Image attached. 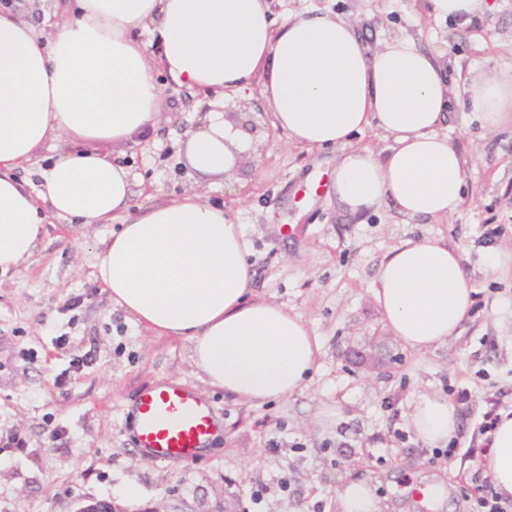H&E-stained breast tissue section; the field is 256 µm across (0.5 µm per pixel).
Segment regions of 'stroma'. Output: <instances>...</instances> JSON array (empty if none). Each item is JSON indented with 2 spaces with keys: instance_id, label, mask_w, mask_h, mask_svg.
<instances>
[{
  "instance_id": "stroma-1",
  "label": "stroma",
  "mask_w": 512,
  "mask_h": 512,
  "mask_svg": "<svg viewBox=\"0 0 512 512\" xmlns=\"http://www.w3.org/2000/svg\"><path fill=\"white\" fill-rule=\"evenodd\" d=\"M14 3L44 31L76 9L75 0ZM270 5L278 23L303 10L357 22L373 46L413 38L441 53L458 99L485 67L512 73V0H491L468 24L434 18L419 0ZM157 80L156 132L137 144L102 143V153L135 173L133 205L194 188L232 210L249 243L254 295L308 324L321 344L318 369L288 398L260 407L205 385L180 340L152 335L113 306L95 267L112 225L48 218L33 255L0 277V512H77L95 501L116 512H336L337 485L356 476L376 478L387 512H436L406 494L413 483L442 484L449 512H475L478 494L493 490L471 453L486 437L482 416L512 407V271L487 268L491 248L512 244V130L488 132L453 113L447 132L465 157L468 194L452 217L413 222L387 206L354 216L330 193V173L349 147L382 156L390 139L368 129L350 146L309 151L288 144L260 97L228 99L225 119L251 127L257 153L241 157L230 177L205 179L185 166L182 147L212 99L166 74ZM430 235L459 247L475 294L461 335L419 354L389 336L371 287L391 247ZM155 381L211 400L224 431L207 454L192 462L136 454L125 413ZM462 389L470 399L455 453L434 455L408 429V405L420 391ZM326 404L342 408L340 424L317 423ZM16 435L24 447H8ZM126 484L138 486L136 503L121 499ZM257 486L265 492L255 503L248 490Z\"/></svg>"
}]
</instances>
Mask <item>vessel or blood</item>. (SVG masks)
<instances>
[{
    "label": "vessel or blood",
    "mask_w": 512,
    "mask_h": 512,
    "mask_svg": "<svg viewBox=\"0 0 512 512\" xmlns=\"http://www.w3.org/2000/svg\"><path fill=\"white\" fill-rule=\"evenodd\" d=\"M133 446L155 460L192 461L210 446L218 419L210 401L180 384L143 387L131 406Z\"/></svg>",
    "instance_id": "b4317fda"
}]
</instances>
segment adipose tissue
Wrapping results in <instances>:
<instances>
[{
    "label": "adipose tissue",
    "mask_w": 512,
    "mask_h": 512,
    "mask_svg": "<svg viewBox=\"0 0 512 512\" xmlns=\"http://www.w3.org/2000/svg\"><path fill=\"white\" fill-rule=\"evenodd\" d=\"M159 70L223 99L258 93L293 145L321 149L380 130L392 139L387 154L350 151L333 170V193L353 215L388 205L419 220L452 216L466 196L465 160L439 132L454 110L446 67L412 39L374 48L357 25L321 12L274 24L268 0H77L76 14L48 34L0 6V273L32 256L46 214L120 220L97 263L113 304L187 343L204 384L252 405L287 398L314 371L319 340L287 306L252 298L255 271L233 213L197 192L132 206L130 171L97 150L156 128ZM466 93L487 130L512 125V78L490 69ZM54 135L85 148L57 155L29 191L12 171ZM253 150L250 132L213 110L187 134L184 158L220 179ZM473 294L459 248L434 236L392 247L372 288L388 332L417 353L459 335ZM406 418L433 448L459 429L455 405L436 391L418 393ZM490 436L484 471L507 501L512 409L500 411ZM383 510L370 479L336 489V512Z\"/></svg>",
    "instance_id": "1"
}]
</instances>
